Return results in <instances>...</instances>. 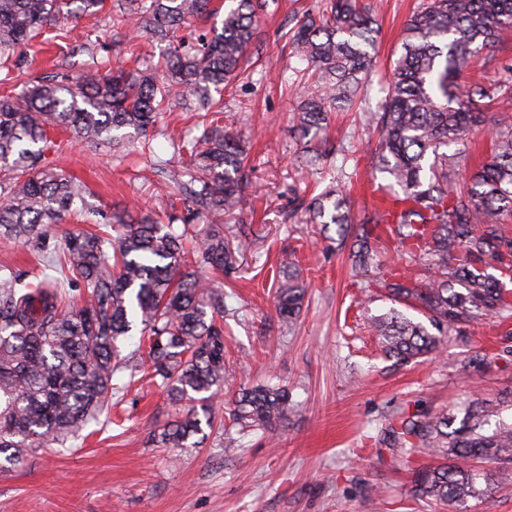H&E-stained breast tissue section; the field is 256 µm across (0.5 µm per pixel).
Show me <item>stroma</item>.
Segmentation results:
<instances>
[{"label":"stroma","instance_id":"obj_1","mask_svg":"<svg viewBox=\"0 0 512 512\" xmlns=\"http://www.w3.org/2000/svg\"><path fill=\"white\" fill-rule=\"evenodd\" d=\"M327 0H266L251 51L262 65L247 85L224 93V125L250 141L253 169L236 231L245 248L236 270L213 275L224 291L225 400L258 384L286 387L294 407L274 432L212 434L201 448H160L152 441L179 408L147 378L109 401L98 421L66 442L49 443L23 464L0 472V512H448L447 506L409 497L415 470L431 457L376 443L379 430L402 411L421 405L459 410L472 401L498 403L512 396V338L494 318L475 319L451 333L428 361L400 364L386 356L372 326L393 302L378 288L355 283L348 245L336 225L310 223L297 211L316 182L339 181L350 195L353 222L371 210L366 187L387 189L388 174L374 169L377 139L355 114L341 112L327 131L343 150V166L303 170L291 116L302 62L280 33L301 7L319 12ZM380 33L377 74L362 107L374 112L385 93L382 76L393 60L405 24L419 0H366ZM115 0L95 16L61 21L66 38L23 45L26 71L79 73L91 59L132 65L158 61L161 46L149 35L116 30ZM476 59L466 81L493 84L512 63V31ZM195 113L164 110L150 149L65 144L47 149L45 166L64 170L93 192L103 209L149 212L169 193L158 162L181 169L173 139L193 129ZM294 257L309 288L299 319L280 326L275 289L281 261ZM41 275L43 257L33 245L0 237V267ZM236 448L225 452L226 439Z\"/></svg>","mask_w":512,"mask_h":512}]
</instances>
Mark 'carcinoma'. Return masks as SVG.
<instances>
[{"instance_id": "1", "label": "carcinoma", "mask_w": 512, "mask_h": 512, "mask_svg": "<svg viewBox=\"0 0 512 512\" xmlns=\"http://www.w3.org/2000/svg\"><path fill=\"white\" fill-rule=\"evenodd\" d=\"M221 25L193 41L178 32L212 15L210 0H129L112 18L168 43L161 70L76 78L34 77L15 96H0V236L45 245L47 228L74 212L94 231L72 228L47 252L55 272L34 281L9 269L0 275V471L97 420L108 399L147 368L173 402L194 406L153 435L165 448H198L214 428L224 393V290L202 275L230 272L242 243L224 233V216L242 200L248 152L224 129V102L210 97L247 75L255 38L254 0H230ZM104 0H0V60L17 66L16 51L64 15H95ZM512 29V0H428L405 24L400 51L379 112L375 164L398 186L400 208L351 223L339 184L314 195L305 210L315 224H335L354 238V277L389 299L416 308L427 323L392 310L376 319L386 352L399 361L441 349L451 332L480 316L512 318V115L493 122L494 155L469 173L466 141L486 123L484 101L512 93V78L468 87L459 78L483 50ZM378 28L359 0H329L326 13L296 18L286 43L311 71L293 115L304 139V162L332 155L317 139L338 108L352 106L373 70ZM196 101L198 137L173 141L189 156L172 175L184 209L173 198L139 221L87 203V188L64 171L38 166L51 128L89 142L119 143L153 130L163 106ZM205 222L203 231L196 224ZM87 304L68 309L69 288ZM307 294L295 262L282 265L278 318L291 324ZM140 329L147 362L122 354L120 342ZM128 373L120 384L117 376ZM292 408L288 390H239L225 412L240 429L269 430ZM381 442L426 451L442 463L414 473L409 494L466 512L487 495L499 471L512 466V420L475 402L458 418L417 408L391 419Z\"/></svg>"}]
</instances>
